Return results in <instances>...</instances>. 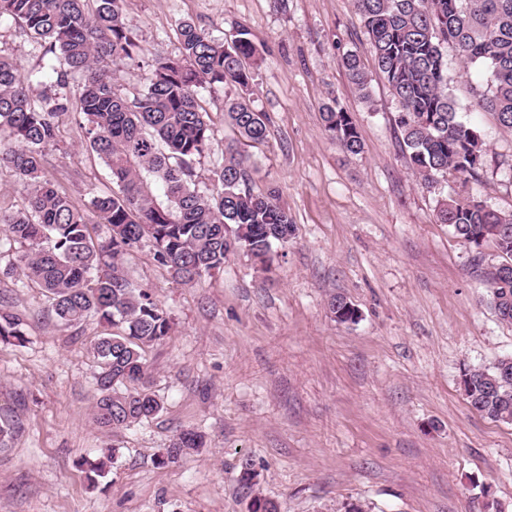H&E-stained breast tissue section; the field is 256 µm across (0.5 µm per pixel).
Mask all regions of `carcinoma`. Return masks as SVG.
I'll return each instance as SVG.
<instances>
[{
	"instance_id": "cac0c4a2",
	"label": "carcinoma",
	"mask_w": 512,
	"mask_h": 512,
	"mask_svg": "<svg viewBox=\"0 0 512 512\" xmlns=\"http://www.w3.org/2000/svg\"><path fill=\"white\" fill-rule=\"evenodd\" d=\"M124 0H0V19H12L52 54L48 70L60 86L76 82L77 111L85 145L108 167L116 189L81 205L63 187L45 179L48 155L57 145L54 117L70 99L33 95L38 77L24 76L14 59L0 54V169L8 168L27 193L16 212L0 210L5 237L0 248L22 249V275L45 292L56 320L68 326L95 321L109 327L92 350L99 371L97 424L116 430L148 420L162 403L142 383L148 376L144 347L169 335L168 313L122 271L125 256L148 243L154 259L183 284L200 281L224 266L228 254L244 251L268 266L274 247L294 235L288 210L276 192H256L252 170L238 144L260 143L268 118L244 96L224 97V119L236 138L224 145L214 170L215 188L198 187L195 163L212 145L215 130L199 89H246L259 51L239 26L214 39L192 21L179 24L176 57H144L137 34L123 20ZM372 41L374 64L401 106L398 128L410 163L424 186L452 175L461 184L477 175L487 149L477 127L462 120L451 93L444 49L451 46L467 70L480 72L486 90L475 103L512 130V0H354ZM148 70L145 85L124 91L102 62L107 58ZM359 94L369 97V79L357 55L340 59ZM329 137L357 155L363 144L350 115L332 99L323 106ZM163 190L157 199L153 185ZM107 229L90 233L89 214ZM435 217L477 250L473 268L484 278L498 319L512 324V212H498L459 192L438 200ZM502 261L483 267L484 244ZM336 321L355 322L359 310L342 295L328 302ZM0 339L25 341L23 319L0 309ZM462 385L477 413L512 424V357L489 368H468ZM204 436L187 431L166 449L161 463L203 447ZM115 449L87 463L97 484L108 473Z\"/></svg>"
}]
</instances>
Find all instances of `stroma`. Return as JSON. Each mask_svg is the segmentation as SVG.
<instances>
[{"instance_id":"35a3bbf8","label":"stroma","mask_w":512,"mask_h":512,"mask_svg":"<svg viewBox=\"0 0 512 512\" xmlns=\"http://www.w3.org/2000/svg\"><path fill=\"white\" fill-rule=\"evenodd\" d=\"M186 20L220 39L245 26L258 45L250 99L270 135L242 152L254 190L278 191L294 235L269 269L239 251L189 285L150 247L126 258L128 279L168 312L172 330L144 351L162 410L113 432L95 422L99 326L57 323L43 289L10 274L16 253L0 252V306L29 323L24 345L0 341V418L14 425L0 443V512H248L256 497L280 512H512V424L472 410L461 385L463 369L512 356V326L496 316L473 252L435 221L438 199L462 188L512 212V131L472 107L483 76L462 74L446 48L452 95L487 155L467 186L450 177L426 188L353 0L126 2L124 21L149 58L177 55ZM0 51L26 74L47 64L9 19ZM350 52L373 73L369 98L340 64ZM199 98L216 130L196 164L205 188L234 133L223 90ZM333 99L360 132V154L324 128ZM80 122L73 108L58 116L45 176L81 204L112 180L83 149ZM336 294L358 308L357 322L335 320ZM185 430L202 432L204 448L161 464ZM107 446L111 471L90 484L79 462ZM245 465L257 474L248 491L238 483Z\"/></svg>"}]
</instances>
